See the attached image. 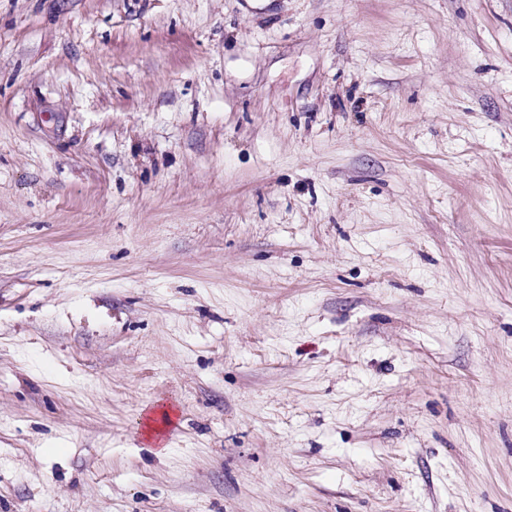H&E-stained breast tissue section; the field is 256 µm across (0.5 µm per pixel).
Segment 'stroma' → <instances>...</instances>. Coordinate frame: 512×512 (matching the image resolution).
Masks as SVG:
<instances>
[{"label":"stroma","instance_id":"35a3bbf8","mask_svg":"<svg viewBox=\"0 0 512 512\" xmlns=\"http://www.w3.org/2000/svg\"><path fill=\"white\" fill-rule=\"evenodd\" d=\"M0 512H512V0H0Z\"/></svg>","mask_w":512,"mask_h":512}]
</instances>
